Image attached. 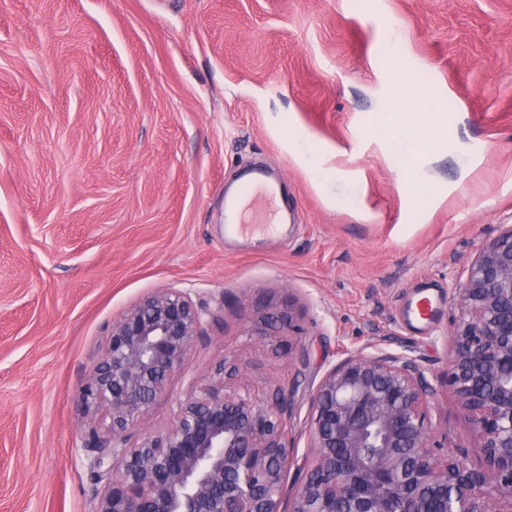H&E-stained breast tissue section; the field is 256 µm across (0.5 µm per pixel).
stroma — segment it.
Segmentation results:
<instances>
[{"instance_id":"35a3bbf8","label":"stroma","mask_w":512,"mask_h":512,"mask_svg":"<svg viewBox=\"0 0 512 512\" xmlns=\"http://www.w3.org/2000/svg\"><path fill=\"white\" fill-rule=\"evenodd\" d=\"M403 81L456 105L412 173L373 133ZM251 164L283 183L284 232L224 231ZM511 226L512 0H0V512H91L81 387L113 320L167 288L207 315L142 432L221 363L228 390L292 389V497L309 395L362 348L417 356L437 437L481 467L445 382L453 290ZM288 302L302 335H268ZM416 297L415 308L412 307V303L408 307V318L417 323H425L434 315V304L436 302L434 292L432 288H427L425 285L418 290Z\"/></svg>"}]
</instances>
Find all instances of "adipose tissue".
Here are the masks:
<instances>
[{
    "label": "adipose tissue",
    "instance_id": "1",
    "mask_svg": "<svg viewBox=\"0 0 512 512\" xmlns=\"http://www.w3.org/2000/svg\"><path fill=\"white\" fill-rule=\"evenodd\" d=\"M447 123V111L431 110L424 101L418 100L383 113L377 132L386 135L391 147L405 156L406 169L411 172L429 150L423 137L424 129L432 128L436 139L441 141L446 137Z\"/></svg>",
    "mask_w": 512,
    "mask_h": 512
}]
</instances>
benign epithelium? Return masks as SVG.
I'll return each instance as SVG.
<instances>
[{
  "label": "benign epithelium",
  "mask_w": 512,
  "mask_h": 512,
  "mask_svg": "<svg viewBox=\"0 0 512 512\" xmlns=\"http://www.w3.org/2000/svg\"><path fill=\"white\" fill-rule=\"evenodd\" d=\"M462 317L449 339L447 383L484 462L448 454L429 417L434 388L417 359L357 351L310 395L314 454L292 500L293 392L263 399L226 389L221 365L178 403L174 423L136 437L140 419L183 371L203 309L170 288L112 321L81 391L92 512H487L512 507V227L489 242L454 289ZM265 319L298 330L291 304Z\"/></svg>",
  "instance_id": "benign-epithelium-1"
}]
</instances>
